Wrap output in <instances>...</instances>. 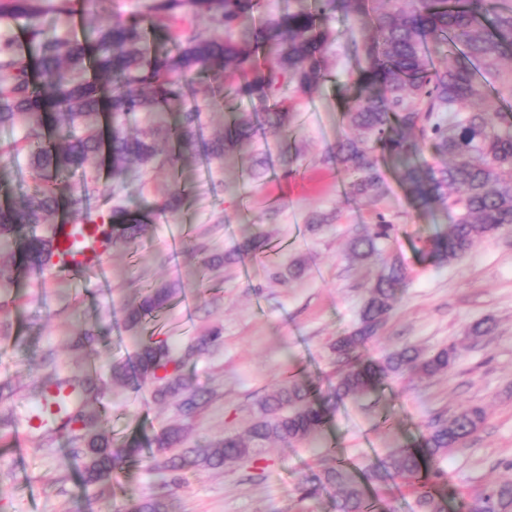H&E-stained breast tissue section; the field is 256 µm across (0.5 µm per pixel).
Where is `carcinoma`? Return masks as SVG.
Listing matches in <instances>:
<instances>
[{"instance_id":"obj_1","label":"carcinoma","mask_w":512,"mask_h":512,"mask_svg":"<svg viewBox=\"0 0 512 512\" xmlns=\"http://www.w3.org/2000/svg\"><path fill=\"white\" fill-rule=\"evenodd\" d=\"M208 13L224 27L218 37L183 36L154 23L157 14L174 15L184 7ZM259 0H153L151 14L115 18L83 39L55 38L34 23L37 0H0V16L30 20L28 34L37 43L38 85H33L13 44L0 47V128L25 125L27 158L36 175L32 190L20 202L0 206V244L9 245L26 224L54 223L61 196L59 176L85 169L102 152L112 161V176L124 178L135 165L149 162L155 144L145 134L114 127L108 140L95 130L76 136L70 132L61 143L45 141V128L54 122L89 123L97 116L102 86L95 80L74 82L66 71H82L87 63L112 81L113 116L149 110L154 113L155 136L174 137L179 149L207 160L252 141L258 130L288 135V112L274 109L259 115L239 113L213 139L196 136L198 114L182 113L175 127L167 108L183 102L193 90V80L210 76L213 91L227 90L235 97L265 100L282 86L308 92L326 76L324 56L341 32L328 19L342 18L348 29L369 26L364 40V61L354 72L353 104L342 113L349 134L326 156L346 175L355 197L377 198L383 178L378 157L391 160L394 173L417 209L441 208L454 219L448 231L431 240L430 254L437 268L463 261L473 244L502 231L512 230V109H489L486 104L512 98V0H290L288 6L266 19L257 30L248 27ZM175 43L171 52L152 49L160 39ZM238 82L223 85L224 74ZM428 148L443 164L420 161ZM159 208L117 203L107 216L83 213L76 220L114 245L135 240L152 223ZM396 225L378 214L375 224L355 233L350 241L354 259L364 261L381 253ZM54 237L31 235L22 242L20 260L29 269L55 267ZM407 270L402 261L382 263L366 289L357 327L336 340L334 349L344 369L322 403L311 395L308 383L291 379L258 401V416L245 435L226 436L202 448H184V435L170 428L145 449L137 436L117 446L104 435L98 412L85 411L102 393L100 380L78 377L51 381L49 387L68 388L74 407L63 410L59 429L77 430L74 439L83 447V477L89 485L112 483L113 474L130 459L149 454L156 466L160 492H152L132 505L131 512H171L169 489L178 486L189 471L214 470L257 458L273 443L291 445L320 436L328 406L368 394L381 380L418 373L427 377L454 371L464 348L452 344L436 351L404 345L374 366L356 364L355 352L375 335L404 287ZM172 289L145 292L126 320L140 325L163 309ZM182 359L170 348L148 339L142 343L136 371L156 384L163 400L183 394L188 380ZM484 407L460 409L448 419L427 426L422 447L404 448L369 467V475L418 480L423 512H446V498L436 489L441 479L436 462L448 450L461 446L485 421ZM327 483L341 491L338 512H364L362 483L343 467L324 474ZM469 512H512V481L487 486L469 506Z\"/></svg>"}]
</instances>
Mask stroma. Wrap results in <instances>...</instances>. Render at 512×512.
Masks as SVG:
<instances>
[{"mask_svg": "<svg viewBox=\"0 0 512 512\" xmlns=\"http://www.w3.org/2000/svg\"><path fill=\"white\" fill-rule=\"evenodd\" d=\"M151 3L98 0L84 7V28L145 13ZM330 25L341 35L327 52L329 77L316 89L285 87L265 102L228 101L199 90L184 104L199 108L198 131L206 138L222 132L232 113L287 108L288 139L260 135L221 161L188 152L173 160V145L161 139L152 160L122 183L113 179L108 160H95L68 178L62 213H71L74 196L95 215L122 199L156 206L152 224L74 284L36 270L0 278V512H128L156 486L146 461L123 464L111 488L85 486L70 433L26 423L44 382L81 376L94 365L95 376L109 384L97 406L117 442L131 434L151 439L177 426L184 427L190 448L242 433L260 397L287 380L311 382L319 397L332 390L339 369L332 346L356 325L368 283L383 259L394 256L409 279L386 323L359 348L360 360L381 361L405 344L429 351L456 343L465 355L455 371L387 379L367 396L332 406L318 440L278 444L258 460L187 473L173 491L174 512H336L338 492L324 483L325 469L363 472L397 449L417 447L432 419L471 405L485 408L484 424L437 463L447 512H467L487 485L512 480V232L481 239L462 262L438 269L425 258L427 244L451 218L440 209L413 208L389 161L379 162V198L338 191L345 176L324 157L347 133L342 112L353 93L363 32L347 31L339 19ZM287 147L298 154L290 175L251 179L253 158H266L276 169ZM175 192L179 208L159 211ZM379 212L397 225V237L382 257L357 262L350 238ZM175 227L185 247L174 255L169 239ZM248 228L267 240V260L243 251ZM295 261L304 265V277L282 280L280 271ZM150 286L173 289L169 306L155 321L129 327L127 311ZM485 318L494 324L492 333L471 339L469 326ZM89 327L97 330V342L74 349ZM215 327L220 340L184 362V374L205 397L187 418L178 401L159 402L154 385L134 373L139 340L162 341L185 354ZM116 363L131 368L127 382H113ZM305 486L315 487L314 497L302 498ZM366 488L369 512H419L413 482L370 480Z\"/></svg>", "mask_w": 512, "mask_h": 512, "instance_id": "1", "label": "stroma"}]
</instances>
